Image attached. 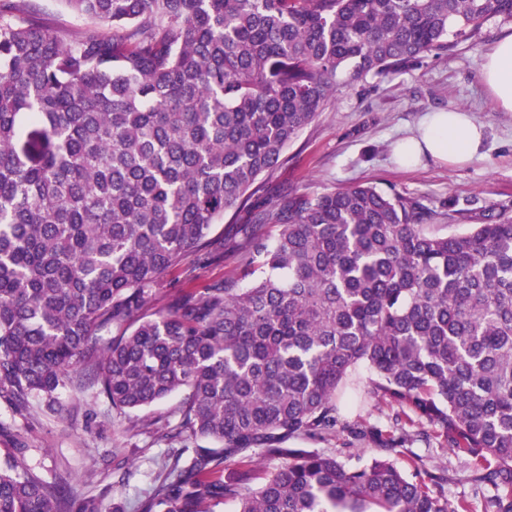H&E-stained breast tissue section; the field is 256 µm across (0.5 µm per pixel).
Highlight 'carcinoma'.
I'll list each match as a JSON object with an SVG mask.
<instances>
[{"label":"carcinoma","instance_id":"obj_1","mask_svg":"<svg viewBox=\"0 0 512 512\" xmlns=\"http://www.w3.org/2000/svg\"><path fill=\"white\" fill-rule=\"evenodd\" d=\"M65 2L78 31L0 0V400L93 390L131 436L216 444L167 449L133 512H512V211L273 181L341 73L444 51L512 0ZM228 212L224 256L250 283L154 307ZM362 365L396 420L465 461L481 506L405 447L420 429L385 444L404 467L285 446L336 433ZM177 393L176 423L137 416ZM24 452H0V512H100Z\"/></svg>","mask_w":512,"mask_h":512}]
</instances>
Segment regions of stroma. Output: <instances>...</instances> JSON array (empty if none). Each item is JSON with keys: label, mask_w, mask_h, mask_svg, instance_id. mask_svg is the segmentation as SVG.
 <instances>
[{"label": "stroma", "mask_w": 512, "mask_h": 512, "mask_svg": "<svg viewBox=\"0 0 512 512\" xmlns=\"http://www.w3.org/2000/svg\"><path fill=\"white\" fill-rule=\"evenodd\" d=\"M506 33H512V22L495 18L474 38L386 76L341 75L333 105L288 147L277 181L302 193L363 184L434 208L454 198L477 212L512 209V112L495 107L481 77L488 53ZM448 109L468 112L485 124L482 155L458 167L428 160L411 170L398 169L393 142L415 131L426 113ZM240 277L234 259L205 262L190 255L165 272L159 301L167 303L174 288L192 291ZM368 377V370L359 368L340 399L342 432L308 441V448H346L362 462L383 455L377 435L389 433L391 410L369 394ZM73 400V393H63L57 413L33 416L1 403L0 450L25 449L26 463L48 476L65 470L80 478L111 457L133 461L126 491L131 499L147 488L152 458L182 445L178 439L166 445L154 443L148 434L129 436L104 400L85 397L78 410Z\"/></svg>", "instance_id": "35a3bbf8"}]
</instances>
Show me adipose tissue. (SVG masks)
<instances>
[{"instance_id":"obj_1","label":"adipose tissue","mask_w":512,"mask_h":512,"mask_svg":"<svg viewBox=\"0 0 512 512\" xmlns=\"http://www.w3.org/2000/svg\"><path fill=\"white\" fill-rule=\"evenodd\" d=\"M483 78L496 105L512 112V34L502 37L486 58ZM485 129L465 112L449 109L427 115L420 133L400 140L395 152L400 164L411 165L428 156L450 165H461L476 156Z\"/></svg>"}]
</instances>
